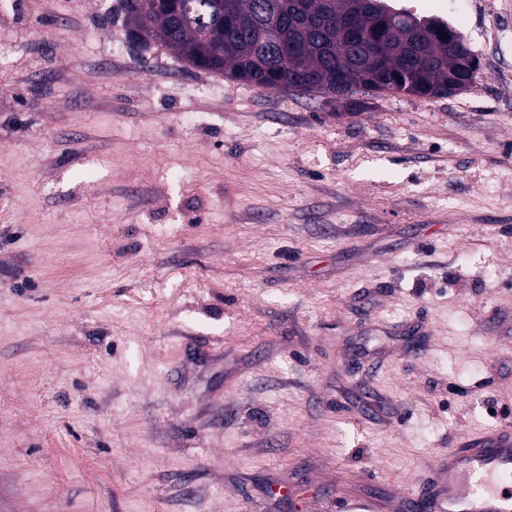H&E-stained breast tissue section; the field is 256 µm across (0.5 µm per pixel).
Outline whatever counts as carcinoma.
Listing matches in <instances>:
<instances>
[{"label": "carcinoma", "mask_w": 512, "mask_h": 512, "mask_svg": "<svg viewBox=\"0 0 512 512\" xmlns=\"http://www.w3.org/2000/svg\"><path fill=\"white\" fill-rule=\"evenodd\" d=\"M220 2L193 0L194 20L186 22L170 0H123L124 25L129 39L137 31L141 41L162 45L196 69L270 89L334 96L357 92L436 96L458 69L454 44L462 37L455 30L408 12L389 11L381 0H367L361 24L392 22L397 31L380 50L383 62L364 68L355 67V48L343 27L357 0H330V22L318 30L294 17V0H237L238 21L229 28ZM273 21L278 40L303 44L300 56L263 48ZM422 28H441L446 36L426 44L416 35Z\"/></svg>", "instance_id": "obj_1"}]
</instances>
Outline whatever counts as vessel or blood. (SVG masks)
<instances>
[{
    "mask_svg": "<svg viewBox=\"0 0 512 512\" xmlns=\"http://www.w3.org/2000/svg\"><path fill=\"white\" fill-rule=\"evenodd\" d=\"M427 504L405 497L406 512H512V419L448 449L436 464Z\"/></svg>",
    "mask_w": 512,
    "mask_h": 512,
    "instance_id": "vessel-or-blood-1",
    "label": "vessel or blood"
}]
</instances>
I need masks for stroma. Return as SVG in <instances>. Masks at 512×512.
Here are the masks:
<instances>
[{
	"instance_id": "1",
	"label": "stroma",
	"mask_w": 512,
	"mask_h": 512,
	"mask_svg": "<svg viewBox=\"0 0 512 512\" xmlns=\"http://www.w3.org/2000/svg\"><path fill=\"white\" fill-rule=\"evenodd\" d=\"M480 77L273 90L0 9V512H397L512 399V0ZM126 51L114 56L112 46Z\"/></svg>"
}]
</instances>
